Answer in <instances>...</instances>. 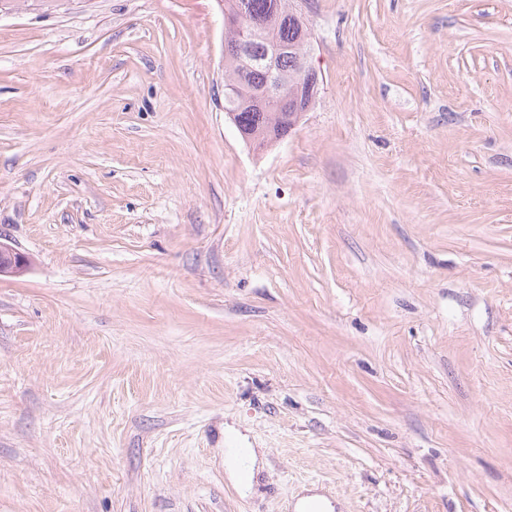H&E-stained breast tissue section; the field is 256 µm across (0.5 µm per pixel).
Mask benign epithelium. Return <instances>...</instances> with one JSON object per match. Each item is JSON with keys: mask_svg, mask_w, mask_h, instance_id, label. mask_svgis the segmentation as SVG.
<instances>
[{"mask_svg": "<svg viewBox=\"0 0 512 512\" xmlns=\"http://www.w3.org/2000/svg\"><path fill=\"white\" fill-rule=\"evenodd\" d=\"M309 0H270L264 14L252 12L247 0L224 2V99L240 103L252 111L264 113L265 124L254 130L245 128L238 112L225 114L242 138L255 148L281 140L277 129H293L315 102L321 83L319 73L308 65L310 31L299 29L294 44L279 41L277 29L293 21L302 25ZM293 52L295 70L282 73L276 69L277 58ZM29 258L0 242V276L21 275L27 271Z\"/></svg>", "mask_w": 512, "mask_h": 512, "instance_id": "7a95c632", "label": "benign epithelium"}]
</instances>
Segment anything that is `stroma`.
Instances as JSON below:
<instances>
[{
    "instance_id": "stroma-1",
    "label": "stroma",
    "mask_w": 512,
    "mask_h": 512,
    "mask_svg": "<svg viewBox=\"0 0 512 512\" xmlns=\"http://www.w3.org/2000/svg\"><path fill=\"white\" fill-rule=\"evenodd\" d=\"M306 17L256 150L217 0L0 12V512H512V0ZM29 264L30 260L26 255L0 242V276L21 275L27 271ZM259 454L254 448H249L247 464L240 458L238 448H228L224 451V468L226 469L230 480L235 484L239 493H245L250 490L253 480L260 467ZM247 469L248 476L244 477L243 471Z\"/></svg>"
}]
</instances>
